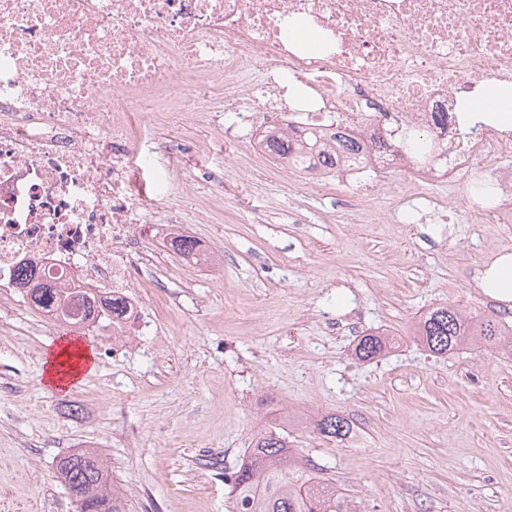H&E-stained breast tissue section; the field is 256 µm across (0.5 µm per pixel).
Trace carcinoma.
<instances>
[{
  "instance_id": "obj_1",
  "label": "carcinoma",
  "mask_w": 512,
  "mask_h": 512,
  "mask_svg": "<svg viewBox=\"0 0 512 512\" xmlns=\"http://www.w3.org/2000/svg\"><path fill=\"white\" fill-rule=\"evenodd\" d=\"M291 133L301 154L326 158L328 151L307 128L293 126ZM398 147L411 157L426 155V145L417 130L404 127ZM362 153L353 135L336 136V157ZM173 250L184 259L196 254L197 240L191 236L173 238ZM33 302L41 310L61 309L57 288L43 283L34 289ZM416 341L435 355H447L463 345L506 349L512 354V324L495 316L472 315L453 304H443L422 315L415 332ZM389 347L383 335L366 334L354 348L360 360L379 357ZM321 435L344 439L351 433L349 421L329 414L318 423ZM308 463L299 461L288 449L283 435L268 431L256 435L240 466L224 480L230 483L229 512H359L353 501L336 487L309 475ZM57 478L65 488L89 502L105 506V512H127L126 503L114 489L112 478L95 450L84 449L61 457Z\"/></svg>"
}]
</instances>
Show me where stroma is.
<instances>
[{
    "label": "stroma",
    "instance_id": "1",
    "mask_svg": "<svg viewBox=\"0 0 512 512\" xmlns=\"http://www.w3.org/2000/svg\"><path fill=\"white\" fill-rule=\"evenodd\" d=\"M166 140L204 143L188 156L161 205L180 231L229 247L210 275L153 289L154 345L95 364L69 391L43 381L58 334L26 335L30 314L0 324V512H76L56 477L60 457L100 449L127 512H227L224 474L252 437L274 430L318 477L362 512H512V355L466 348L436 357L413 340L420 316L454 303L512 310L476 276L512 253L511 224H471L469 182L431 189L451 208L394 196L409 166H371L380 194L347 222L354 184L302 189L298 176L256 156L250 136L216 125H162ZM223 175L216 190L207 175ZM367 333L397 336L360 361ZM77 406L67 420L62 408ZM336 413L343 441L318 434ZM321 435L328 438L345 439L351 433L349 421L341 415L329 414L318 423Z\"/></svg>",
    "mask_w": 512,
    "mask_h": 512
}]
</instances>
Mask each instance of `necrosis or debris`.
I'll use <instances>...</instances> for the list:
<instances>
[{
	"instance_id": "necrosis-or-debris-1",
	"label": "necrosis or debris",
	"mask_w": 512,
	"mask_h": 512,
	"mask_svg": "<svg viewBox=\"0 0 512 512\" xmlns=\"http://www.w3.org/2000/svg\"><path fill=\"white\" fill-rule=\"evenodd\" d=\"M304 23L309 50L289 28ZM260 75H246L249 63ZM512 81V0H0V310L31 305L23 268L53 283L65 303L44 324L100 332L106 350L153 335L162 236L132 175L168 166L186 149L151 136L187 114L209 123L228 86L262 111L240 109L249 131L283 120L323 143L346 130L372 144L409 123L448 149L397 192L426 196L477 159L512 156V133L469 125L456 101ZM310 90L290 105V83Z\"/></svg>"
}]
</instances>
